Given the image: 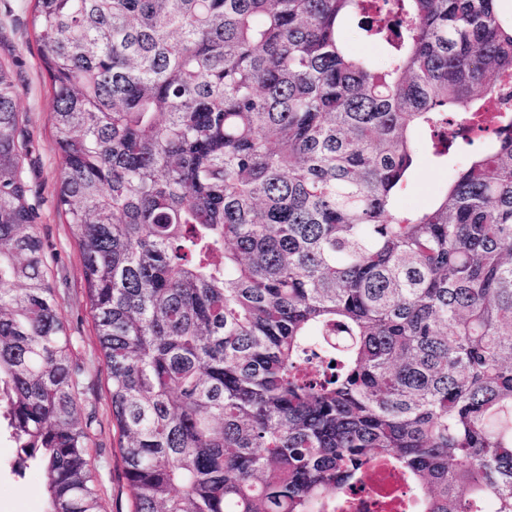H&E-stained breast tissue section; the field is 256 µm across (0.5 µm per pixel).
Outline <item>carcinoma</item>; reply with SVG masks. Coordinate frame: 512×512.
<instances>
[{"instance_id":"carcinoma-1","label":"carcinoma","mask_w":512,"mask_h":512,"mask_svg":"<svg viewBox=\"0 0 512 512\" xmlns=\"http://www.w3.org/2000/svg\"><path fill=\"white\" fill-rule=\"evenodd\" d=\"M31 2L134 512L340 510L379 465L512 512L500 0ZM22 124L0 63V422L44 512H102ZM424 148L464 161L402 211ZM348 45L353 53L376 61L382 60L386 53V48L382 43L362 36L357 28V21L351 23L348 28Z\"/></svg>"}]
</instances>
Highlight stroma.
Returning a JSON list of instances; mask_svg holds the SVG:
<instances>
[{"label":"stroma","mask_w":512,"mask_h":512,"mask_svg":"<svg viewBox=\"0 0 512 512\" xmlns=\"http://www.w3.org/2000/svg\"><path fill=\"white\" fill-rule=\"evenodd\" d=\"M30 0H0V64L8 66L20 95L25 135L30 142L26 169L32 196L39 202L37 232L54 257L60 314L73 336L76 359L84 368L80 416L92 418L90 459L98 479L104 512H131L132 494L123 464L115 451L116 436L107 397L106 370L95 335L78 249L56 208L60 158L53 137V94L43 69L31 26ZM449 166L421 154L411 185L399 199L400 208L421 210L447 182ZM15 444L0 435V512H43V476L36 466L16 474Z\"/></svg>","instance_id":"obj_1"}]
</instances>
